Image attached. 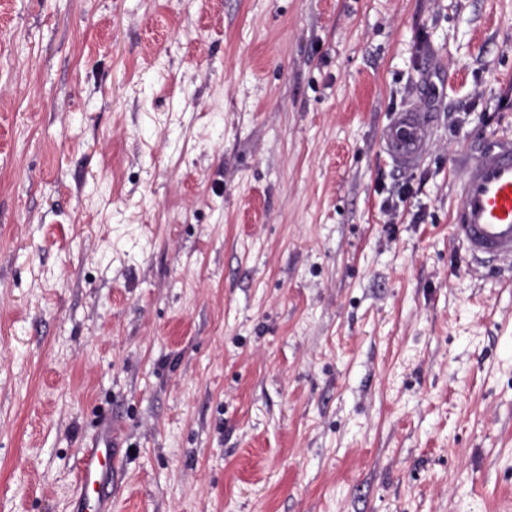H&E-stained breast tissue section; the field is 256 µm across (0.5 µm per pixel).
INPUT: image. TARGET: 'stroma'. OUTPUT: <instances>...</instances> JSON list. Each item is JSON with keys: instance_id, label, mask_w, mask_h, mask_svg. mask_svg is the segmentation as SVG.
<instances>
[{"instance_id": "1", "label": "stroma", "mask_w": 512, "mask_h": 512, "mask_svg": "<svg viewBox=\"0 0 512 512\" xmlns=\"http://www.w3.org/2000/svg\"><path fill=\"white\" fill-rule=\"evenodd\" d=\"M504 135L512 0H0V512L107 424L112 512H512V266L449 223ZM426 93L417 106L396 112L380 134L381 152L402 171L414 169L423 159L433 130V112Z\"/></svg>"}]
</instances>
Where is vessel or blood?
<instances>
[{"instance_id":"b4317fda","label":"vessel or blood","mask_w":512,"mask_h":512,"mask_svg":"<svg viewBox=\"0 0 512 512\" xmlns=\"http://www.w3.org/2000/svg\"><path fill=\"white\" fill-rule=\"evenodd\" d=\"M433 130V112L420 102L396 112L380 134V149L398 169L423 159ZM453 237L477 261L512 264V136L488 141L467 159L451 211ZM119 442L103 431L83 451L78 466L76 512H112L118 477L112 461Z\"/></svg>"}]
</instances>
